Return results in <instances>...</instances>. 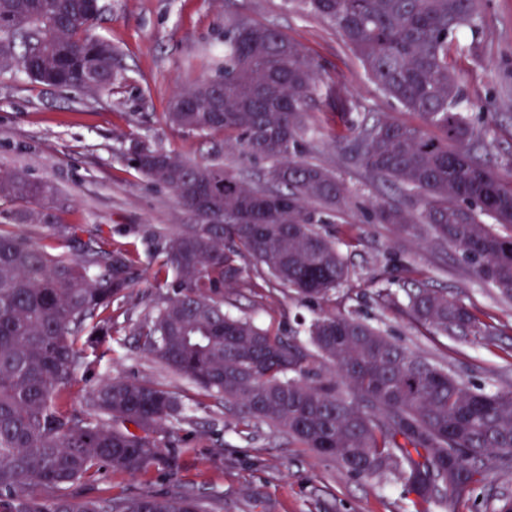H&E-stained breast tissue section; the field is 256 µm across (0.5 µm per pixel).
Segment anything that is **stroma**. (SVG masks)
<instances>
[{"mask_svg": "<svg viewBox=\"0 0 512 512\" xmlns=\"http://www.w3.org/2000/svg\"><path fill=\"white\" fill-rule=\"evenodd\" d=\"M95 31L116 47L124 81L95 92L62 90L29 79L20 70H0V173L20 172L55 191L53 211L63 224H84L113 243L139 251L142 278L112 306L113 313L140 318L150 312L156 292L155 266L144 238L154 231L196 223L169 189L154 185L127 161L141 140L198 162L218 157L225 169L256 182L266 162L245 160L222 134L203 139L180 134L164 122L168 103L184 85L211 76L224 33L239 18L273 28L318 64L333 97L313 107L306 121L317 131L305 158L332 171L349 192L335 209V221L320 230L340 237L350 279L336 297L337 308L355 307L366 322L416 356L444 368L465 383L487 389L512 388V303L474 279L451 249L395 237L368 213L373 204L399 205L400 190L370 180L337 148V138L354 141L337 99L354 102L371 119L419 125L418 115L390 99L369 77L340 33L324 18L286 0H99ZM460 38L476 52L457 58L456 77L470 98L495 114L490 133L496 168L512 167V0H484L477 31ZM421 286L447 292L483 323L491 340L462 341L428 336L411 321L404 299L380 303L376 290ZM224 306L285 333L313 318L315 307L288 293L260 302L246 289L226 291ZM131 380L151 381L192 393L186 378L144 354L133 336L112 344L97 370ZM224 407L187 402L173 429L186 440L176 451V474L162 468L128 475L104 473L96 482L71 487L83 497L163 494L178 489L202 496L207 512H416L415 494L392 475L353 477L336 461L316 456L286 435L260 424L240 434L225 427Z\"/></svg>", "mask_w": 512, "mask_h": 512, "instance_id": "obj_1", "label": "stroma"}]
</instances>
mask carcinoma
I'll list each match as a JSON object with an SVG mask.
<instances>
[{
	"label": "carcinoma",
	"instance_id": "carcinoma-1",
	"mask_svg": "<svg viewBox=\"0 0 512 512\" xmlns=\"http://www.w3.org/2000/svg\"><path fill=\"white\" fill-rule=\"evenodd\" d=\"M302 5L332 23L385 94L422 121L364 119L348 147L370 178L410 201L376 204L371 222L454 250L475 279L512 300V172L493 165L472 112L487 128L494 117L476 103L460 110L454 73L455 57L472 50L456 36L477 27L479 0ZM97 18L87 0H0V69L16 66L60 88L112 87L124 67L119 51L92 33ZM324 96L313 61L280 32L245 19L227 30L215 74L183 87L165 119L185 134L221 133L244 158L270 166L265 181L247 184L215 159L191 162L144 142L131 147L130 163L181 206L193 209L208 186V209L220 219L202 216L146 238L161 293L135 322L112 317V304L134 287L139 253L36 208L53 198L48 184L0 174V200L20 206L14 220L51 231L40 243L0 228V512H204L186 490L66 493L106 470H177L169 449L185 441L168 424L183 420V395L106 378L73 399L78 375L95 374L101 347L127 329L144 352L194 383L197 396L231 405L239 432L267 424L348 474L391 472L421 512L475 493L487 465L512 469V390L470 387L351 312L323 311L304 342L224 311L228 288H247L262 301L286 290L321 305L349 279L340 244L316 229L343 186L303 159L316 136L306 115ZM406 296L409 317L432 336H492L444 293L419 287ZM37 489L45 496L32 495Z\"/></svg>",
	"mask_w": 512,
	"mask_h": 512
}]
</instances>
